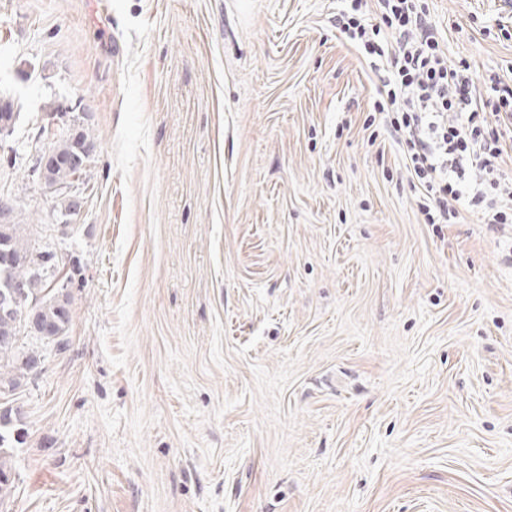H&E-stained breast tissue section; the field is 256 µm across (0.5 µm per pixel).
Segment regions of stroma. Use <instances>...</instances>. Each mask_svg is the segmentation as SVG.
Masks as SVG:
<instances>
[{
    "label": "stroma",
    "mask_w": 512,
    "mask_h": 512,
    "mask_svg": "<svg viewBox=\"0 0 512 512\" xmlns=\"http://www.w3.org/2000/svg\"><path fill=\"white\" fill-rule=\"evenodd\" d=\"M422 3L512 84L504 0ZM343 6L0 0V199L71 313L0 512H512V224L425 222ZM93 147V141L91 140L90 135L85 131L78 132L75 135H70L66 139L56 141L53 144L51 150L57 153L58 155L62 156L63 158L53 156L52 153L49 152V150L43 153L40 156L37 163V167L35 169L36 171H38L40 181H44L49 170L58 164H67L77 169H81V167L84 165V160L78 157H66H70L76 154H80L81 152H85L87 148H89L91 151ZM67 165L59 166L57 169L53 171L51 177L52 183L56 186H59V188L51 192L56 194V198L61 206V210H64L66 212L72 210L74 204L75 207H77V202H73V200L70 199V196L68 194L62 192L63 189H66L72 183V180L76 176V170L73 167Z\"/></svg>",
    "instance_id": "35a3bbf8"
}]
</instances>
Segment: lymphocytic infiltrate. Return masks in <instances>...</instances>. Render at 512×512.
Returning a JSON list of instances; mask_svg holds the SVG:
<instances>
[{"mask_svg":"<svg viewBox=\"0 0 512 512\" xmlns=\"http://www.w3.org/2000/svg\"><path fill=\"white\" fill-rule=\"evenodd\" d=\"M361 0H350L336 24L366 56L386 59L391 75L376 112L405 145L410 173L422 190L418 207L429 224H453L462 186L485 223H512V185L502 182L501 126L512 125V85L478 84L470 65L449 64L443 39L417 0H376L381 22L364 23Z\"/></svg>","mask_w":512,"mask_h":512,"instance_id":"1","label":"lymphocytic infiltrate"}]
</instances>
